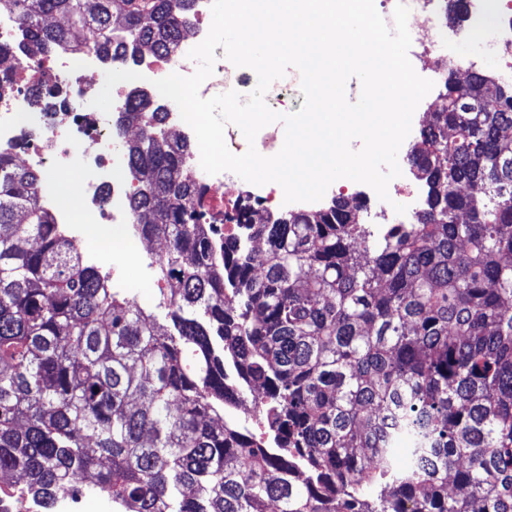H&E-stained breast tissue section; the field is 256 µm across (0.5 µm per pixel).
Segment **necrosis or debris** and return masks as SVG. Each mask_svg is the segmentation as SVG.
Segmentation results:
<instances>
[{"label": "necrosis or debris", "instance_id": "4bbe7bcc", "mask_svg": "<svg viewBox=\"0 0 512 512\" xmlns=\"http://www.w3.org/2000/svg\"><path fill=\"white\" fill-rule=\"evenodd\" d=\"M410 9L408 28L416 47L415 62L434 59L447 61L448 51L441 41L438 0H380L385 20H392L397 2ZM200 42L199 35L181 39L174 52L165 57L138 61L141 83L164 78L171 73L191 75L197 64L188 52ZM104 62L98 53L72 44L56 45L42 60L26 61L22 71L39 76L49 88V108L37 109L29 103L28 82L16 80L14 91L0 100V150L19 155L31 168L56 172L79 170L82 181L80 217L55 209L54 215L64 234L83 244L87 263H94L92 247L86 246L82 227L86 224L126 225L130 239L139 232L129 210L132 189L115 178L125 169L127 159L121 148L122 136L113 116L124 111L127 97L122 91L112 95L110 113L96 103L92 77ZM198 150H191L187 163L195 170L201 193L194 206L197 223L222 227L224 235L239 234L234 217L238 206L229 192V172L216 175L201 171Z\"/></svg>", "mask_w": 512, "mask_h": 512}]
</instances>
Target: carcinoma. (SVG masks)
<instances>
[{
	"instance_id": "carcinoma-1",
	"label": "carcinoma",
	"mask_w": 512,
	"mask_h": 512,
	"mask_svg": "<svg viewBox=\"0 0 512 512\" xmlns=\"http://www.w3.org/2000/svg\"><path fill=\"white\" fill-rule=\"evenodd\" d=\"M1 10L22 35L5 76L66 40L166 55L196 20L195 0ZM491 81L448 79L423 122L414 222L376 233L334 196L243 239L191 223V144L130 90L129 207L166 241L168 330L61 234L42 172L0 151V472L47 508L105 487L112 512H512V94ZM258 385L261 439L237 415Z\"/></svg>"
}]
</instances>
